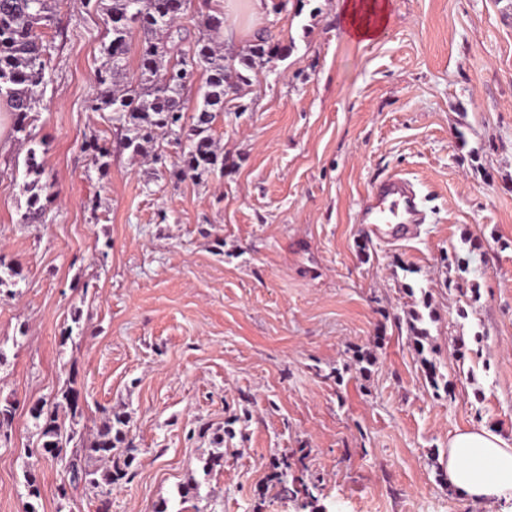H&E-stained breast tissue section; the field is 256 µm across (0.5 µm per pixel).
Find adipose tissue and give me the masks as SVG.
Here are the masks:
<instances>
[{"instance_id":"ef3b65f1","label":"adipose tissue","mask_w":512,"mask_h":512,"mask_svg":"<svg viewBox=\"0 0 512 512\" xmlns=\"http://www.w3.org/2000/svg\"><path fill=\"white\" fill-rule=\"evenodd\" d=\"M448 483L474 501L512 502V442L485 427L448 440Z\"/></svg>"}]
</instances>
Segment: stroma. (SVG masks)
Wrapping results in <instances>:
<instances>
[{
	"instance_id": "stroma-1",
	"label": "stroma",
	"mask_w": 512,
	"mask_h": 512,
	"mask_svg": "<svg viewBox=\"0 0 512 512\" xmlns=\"http://www.w3.org/2000/svg\"><path fill=\"white\" fill-rule=\"evenodd\" d=\"M270 2L223 15L228 72L249 81L224 97V167L200 182L177 176L181 146L118 149L111 112L91 109L111 0H52L27 127L41 223L21 221L28 145L0 138V266L18 271L0 286L16 408L0 512H502L446 471L456 430L512 441V0H387L367 44L341 0ZM258 32L287 55L243 69ZM95 141L113 150L104 176ZM390 172L426 213L404 237L359 221ZM69 387L81 439L129 419L135 459L111 492L34 451L30 408L67 415Z\"/></svg>"
}]
</instances>
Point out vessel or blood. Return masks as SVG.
I'll list each match as a JSON object with an SVG mask.
<instances>
[{
  "mask_svg": "<svg viewBox=\"0 0 512 512\" xmlns=\"http://www.w3.org/2000/svg\"><path fill=\"white\" fill-rule=\"evenodd\" d=\"M361 223L380 226L392 224L405 229L425 221L417 194L400 174H386L375 180L361 208Z\"/></svg>",
  "mask_w": 512,
  "mask_h": 512,
  "instance_id": "1",
  "label": "vessel or blood"
}]
</instances>
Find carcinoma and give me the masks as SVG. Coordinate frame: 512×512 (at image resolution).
Here are the masks:
<instances>
[{"label":"carcinoma","mask_w":512,"mask_h":512,"mask_svg":"<svg viewBox=\"0 0 512 512\" xmlns=\"http://www.w3.org/2000/svg\"><path fill=\"white\" fill-rule=\"evenodd\" d=\"M190 7L191 0H112L111 38L104 47L107 67L100 74L103 89L93 109L113 112L112 120L126 131L119 141L124 150L138 152L160 136L177 144L188 141L189 149L181 158L182 173L200 178L224 165L210 135L216 112L224 105L226 89L224 54L216 50L224 19L209 16L204 29L189 42L179 20ZM49 10L50 0H0V99L14 116L16 133L26 131L28 114L45 84L48 45L35 28L51 21ZM135 29L143 36L137 75L120 84L118 76L126 72L129 40ZM275 58L276 49L259 33L244 62L250 67L257 59L271 62ZM199 71L206 74L202 105L187 122L184 91ZM25 166L31 181L23 188L31 195L21 221L34 224L43 214L39 195L34 193L44 173L36 149L28 150ZM62 398L71 408L68 425L55 407L36 403L30 409L37 447L53 458L60 457L75 439L74 425L81 415L74 389L63 391ZM133 451L127 421L116 414L102 424L95 440L80 445L79 452L65 462L64 470L71 483L108 493L126 476Z\"/></svg>","instance_id":"carcinoma-1"}]
</instances>
